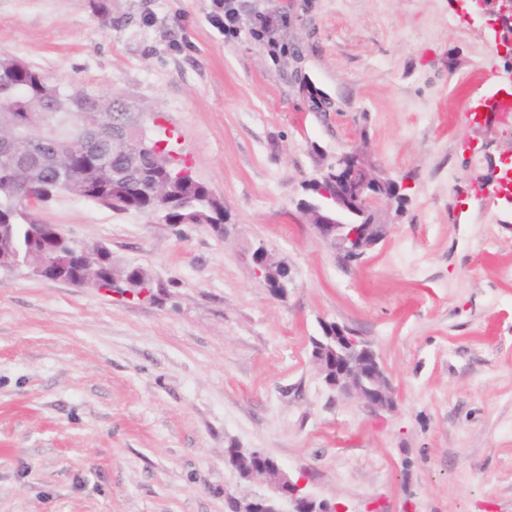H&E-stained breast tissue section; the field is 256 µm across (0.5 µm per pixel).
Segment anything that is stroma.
I'll use <instances>...</instances> for the list:
<instances>
[{
	"label": "stroma",
	"instance_id": "stroma-1",
	"mask_svg": "<svg viewBox=\"0 0 512 512\" xmlns=\"http://www.w3.org/2000/svg\"><path fill=\"white\" fill-rule=\"evenodd\" d=\"M0 0V53L160 115L227 224L173 227L67 193L37 217L154 299L0 273V512H227L225 448H258L344 512H512V158L495 9L455 0ZM287 15L273 42L256 15ZM362 151L404 198L341 262L308 223L321 154ZM482 186L475 195L474 186ZM265 244L292 284L253 271ZM378 353L392 409L328 387L321 321Z\"/></svg>",
	"mask_w": 512,
	"mask_h": 512
}]
</instances>
